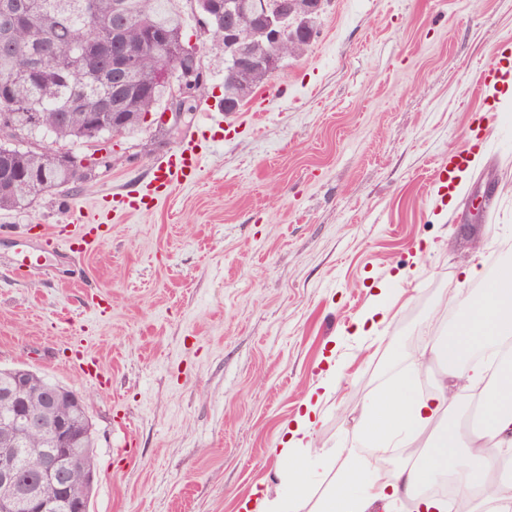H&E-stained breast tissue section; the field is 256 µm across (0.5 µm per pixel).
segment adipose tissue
I'll list each match as a JSON object with an SVG mask.
<instances>
[{
	"label": "adipose tissue",
	"mask_w": 512,
	"mask_h": 512,
	"mask_svg": "<svg viewBox=\"0 0 512 512\" xmlns=\"http://www.w3.org/2000/svg\"><path fill=\"white\" fill-rule=\"evenodd\" d=\"M482 282L479 297L453 298L455 322L449 335L431 338L426 351L443 363L435 391L421 394L423 362L410 357L364 407L357 424L359 445L341 452L338 478L317 512H389L410 498L417 512H448V501L429 495V486L452 479L472 512H512V498L491 493L493 483L512 486V265L487 277L483 268L464 272ZM321 395L308 394L278 450L288 463V494L254 490L259 512H289L309 491L296 449L314 445ZM417 448L398 468L384 469L391 448Z\"/></svg>",
	"instance_id": "1"
}]
</instances>
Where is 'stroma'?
I'll use <instances>...</instances> for the list:
<instances>
[{
    "mask_svg": "<svg viewBox=\"0 0 512 512\" xmlns=\"http://www.w3.org/2000/svg\"><path fill=\"white\" fill-rule=\"evenodd\" d=\"M179 7L206 73L179 131L143 124L92 180L0 210V367L85 396L89 512H240L253 488L287 494L282 434L339 369L305 456L298 512H314L401 350L447 335L445 297L474 291L463 269L512 263V105L480 82L512 50V0H329L307 50L257 90L264 112L243 106L228 134L224 46L193 0ZM191 138L196 183L124 210ZM471 146L464 188L443 187L437 165ZM85 209L99 241L61 249ZM379 283L388 327L353 335Z\"/></svg>",
    "mask_w": 512,
    "mask_h": 512,
    "instance_id": "1",
    "label": "stroma"
}]
</instances>
